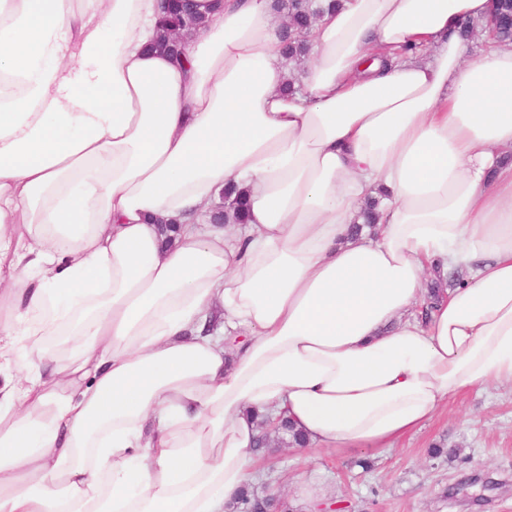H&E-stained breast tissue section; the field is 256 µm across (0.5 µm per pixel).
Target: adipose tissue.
<instances>
[{"mask_svg":"<svg viewBox=\"0 0 512 512\" xmlns=\"http://www.w3.org/2000/svg\"><path fill=\"white\" fill-rule=\"evenodd\" d=\"M194 2L176 59L156 0H0V512H228L259 417L389 448L512 382V44L460 34L489 0H337L290 91L273 0Z\"/></svg>","mask_w":512,"mask_h":512,"instance_id":"1","label":"adipose tissue"}]
</instances>
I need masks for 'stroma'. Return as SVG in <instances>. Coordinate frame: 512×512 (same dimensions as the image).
Listing matches in <instances>:
<instances>
[{
  "mask_svg": "<svg viewBox=\"0 0 512 512\" xmlns=\"http://www.w3.org/2000/svg\"><path fill=\"white\" fill-rule=\"evenodd\" d=\"M257 456L252 487L285 512H308L305 485L336 512H512V384L463 395L392 449L282 445Z\"/></svg>",
  "mask_w": 512,
  "mask_h": 512,
  "instance_id": "35a3bbf8",
  "label": "stroma"
}]
</instances>
